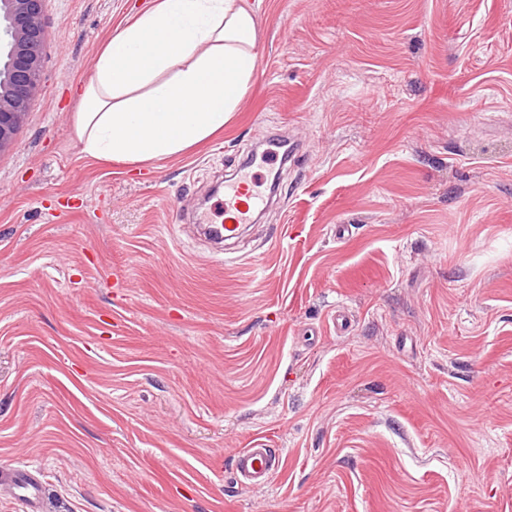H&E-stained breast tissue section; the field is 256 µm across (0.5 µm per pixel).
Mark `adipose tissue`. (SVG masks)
Returning <instances> with one entry per match:
<instances>
[{"mask_svg":"<svg viewBox=\"0 0 512 512\" xmlns=\"http://www.w3.org/2000/svg\"><path fill=\"white\" fill-rule=\"evenodd\" d=\"M258 57L248 0H155L94 62L73 116L82 153L136 166L183 154L223 130Z\"/></svg>","mask_w":512,"mask_h":512,"instance_id":"obj_1","label":"adipose tissue"}]
</instances>
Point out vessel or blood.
Wrapping results in <instances>:
<instances>
[{"label":"vessel or blood","instance_id":"vessel-or-blood-1","mask_svg":"<svg viewBox=\"0 0 512 512\" xmlns=\"http://www.w3.org/2000/svg\"><path fill=\"white\" fill-rule=\"evenodd\" d=\"M262 196L255 190L254 182L245 174H237L224 183V221L208 224L204 232L214 241L223 243L237 237L242 225L251 223L259 210ZM277 449L253 443L240 450L234 458V469L239 477L255 484H266L279 466ZM0 490L19 498L27 512H39L42 488L38 478L27 467L17 465L0 470Z\"/></svg>","mask_w":512,"mask_h":512}]
</instances>
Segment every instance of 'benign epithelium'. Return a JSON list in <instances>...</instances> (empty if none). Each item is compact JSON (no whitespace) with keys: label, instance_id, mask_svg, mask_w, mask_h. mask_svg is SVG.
<instances>
[{"label":"benign epithelium","instance_id":"7a95c632","mask_svg":"<svg viewBox=\"0 0 512 512\" xmlns=\"http://www.w3.org/2000/svg\"><path fill=\"white\" fill-rule=\"evenodd\" d=\"M45 0H0V24L8 36L0 58V153L15 137L43 88Z\"/></svg>","mask_w":512,"mask_h":512}]
</instances>
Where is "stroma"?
I'll list each match as a JSON object with an SVG mask.
<instances>
[{
	"label": "stroma",
	"instance_id": "obj_1",
	"mask_svg": "<svg viewBox=\"0 0 512 512\" xmlns=\"http://www.w3.org/2000/svg\"><path fill=\"white\" fill-rule=\"evenodd\" d=\"M250 2L231 121L136 167L73 115L152 0H45L0 153V469L42 512H512V0ZM270 133L302 157L217 251L192 218ZM278 449L264 448L259 442L243 448L234 458V469L242 479L255 484H266L279 466ZM0 488L19 498L27 512H40L42 488L27 466L16 465L0 471Z\"/></svg>",
	"mask_w": 512,
	"mask_h": 512
}]
</instances>
